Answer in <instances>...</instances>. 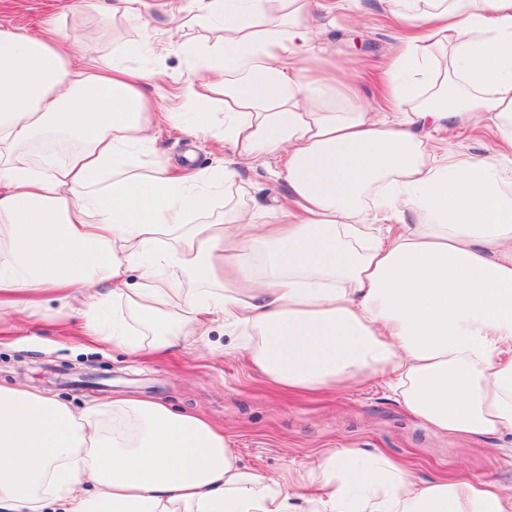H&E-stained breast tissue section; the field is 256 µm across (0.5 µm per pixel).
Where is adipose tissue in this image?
I'll return each mask as SVG.
<instances>
[{
    "instance_id": "obj_1",
    "label": "adipose tissue",
    "mask_w": 512,
    "mask_h": 512,
    "mask_svg": "<svg viewBox=\"0 0 512 512\" xmlns=\"http://www.w3.org/2000/svg\"><path fill=\"white\" fill-rule=\"evenodd\" d=\"M401 2L387 84L399 111L384 119L355 106L350 83L300 67L315 0L177 9L176 29L218 21L224 36L160 112L143 93L149 73L95 55L58 22L0 26V308L78 299L76 337L157 354L220 314L225 330L257 336L249 363L281 389L383 376L425 425L512 454V170L435 155L416 135L482 122L512 154V0ZM204 90L222 97L239 158L285 153L287 201L256 223L240 211L207 219L233 160L202 178L138 161L158 122L212 130L213 113L192 107ZM59 132L79 144L65 160H19ZM367 198L376 220L429 221L377 235L360 219ZM176 270L202 291L178 288ZM113 296L128 313L107 330ZM112 408L107 433L92 409L0 385V512H512L511 486L473 474L423 483L359 448L314 459L317 493L270 484L210 420L150 399Z\"/></svg>"
}]
</instances>
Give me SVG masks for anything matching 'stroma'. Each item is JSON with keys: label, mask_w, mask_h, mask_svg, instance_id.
<instances>
[{"label": "stroma", "mask_w": 512, "mask_h": 512, "mask_svg": "<svg viewBox=\"0 0 512 512\" xmlns=\"http://www.w3.org/2000/svg\"><path fill=\"white\" fill-rule=\"evenodd\" d=\"M147 14L109 19L94 10L77 15L71 0H0V25L25 24L39 31L48 18H64L69 29L103 54L120 50L132 68L161 71V79L145 84L144 93L157 106L179 93L201 61L200 49L222 34L214 26L177 33L185 50L157 57L154 43L170 27L167 5L185 0H153ZM312 14L322 62L336 76L352 78L361 98L379 115L390 105L382 86L399 44L395 0H320ZM223 123L193 138L172 123L153 131L154 155L176 166L192 162L209 171L229 158L223 148ZM490 130L455 128L429 135L430 143L460 156L490 154ZM279 156L236 168L233 181L217 195L215 216L226 205L270 209L288 194L278 178ZM64 305L52 301L39 310H0V384L43 392L77 408L95 407L104 428L112 426L110 403L117 397L158 399L177 412H193L224 426L240 465L271 481L303 478L309 490L322 480L312 469L314 456L334 448H361L402 462L419 481L440 480L459 470L512 482V463L491 451L489 443L463 445L454 436L430 429L400 403L386 379L370 378L319 395H291L249 368L248 335L229 334L223 321L210 324L207 335L188 334L179 347L160 359L144 358L116 345L86 349L69 336L57 316Z\"/></svg>", "instance_id": "stroma-1"}]
</instances>
